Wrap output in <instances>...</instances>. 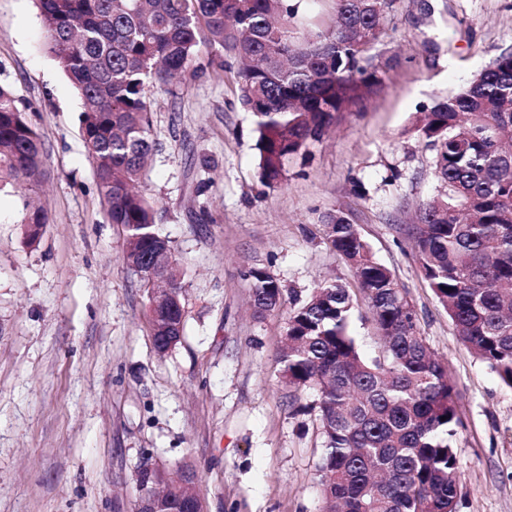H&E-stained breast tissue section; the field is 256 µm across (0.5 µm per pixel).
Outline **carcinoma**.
Returning <instances> with one entry per match:
<instances>
[{
	"instance_id": "1",
	"label": "carcinoma",
	"mask_w": 512,
	"mask_h": 512,
	"mask_svg": "<svg viewBox=\"0 0 512 512\" xmlns=\"http://www.w3.org/2000/svg\"><path fill=\"white\" fill-rule=\"evenodd\" d=\"M391 3L334 0L335 28L315 30L289 0H38L49 51L83 100L80 133L105 216L124 227V259L143 287L142 272L166 248L162 279L148 292L168 295L164 305H149L156 346L167 323H183V307L172 248L137 190L155 149L148 91L172 92L200 68L202 46L215 59L231 54L241 103L257 119L261 178L279 183L288 158L383 84L392 59L372 50ZM415 127L435 150L442 187L419 212L415 248L424 280L460 340L512 388V51L419 113ZM42 156L41 134L0 86V179L24 181ZM327 239L355 270L381 351L362 353L349 331L357 295L338 280L318 284L289 314L282 382L296 392L318 388L323 512H457L455 385L419 335L406 292L355 225L336 214ZM247 277L255 313L273 311L278 282L262 269ZM165 479L161 510L185 512L196 494L155 468L141 469L143 486Z\"/></svg>"
}]
</instances>
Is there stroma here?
<instances>
[{"mask_svg": "<svg viewBox=\"0 0 512 512\" xmlns=\"http://www.w3.org/2000/svg\"><path fill=\"white\" fill-rule=\"evenodd\" d=\"M381 29L377 50L395 60L383 85L276 185L260 178L234 58L174 93L153 90L158 148L141 188L185 311L181 341L161 354L124 228L99 202L79 95L46 49L35 0H0V83L44 152L39 183L0 181V512H135L146 465L195 470L208 512H322L318 396H291L279 352L289 312L318 283L358 286L325 239L334 214L407 292L455 383L458 512H512V389L456 336L414 248L418 211L440 192L415 117L512 50V0H394ZM28 200L48 212L32 246ZM252 268L281 288L262 316Z\"/></svg>", "mask_w": 512, "mask_h": 512, "instance_id": "35a3bbf8", "label": "stroma"}]
</instances>
